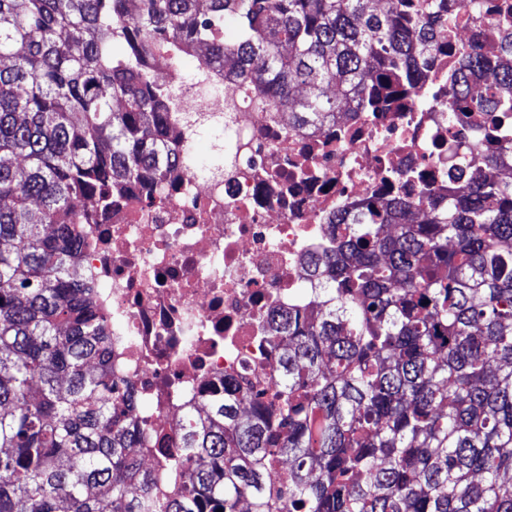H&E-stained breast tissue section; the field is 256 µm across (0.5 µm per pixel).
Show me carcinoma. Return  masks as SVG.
<instances>
[{"instance_id": "1", "label": "carcinoma", "mask_w": 512, "mask_h": 512, "mask_svg": "<svg viewBox=\"0 0 512 512\" xmlns=\"http://www.w3.org/2000/svg\"><path fill=\"white\" fill-rule=\"evenodd\" d=\"M0 0V512H512V178L417 208L367 201L290 314L278 394L186 411L183 453L132 459L111 336L75 274L79 203L178 168L161 69H229L321 127L386 105L444 47L446 0ZM473 49L448 126L477 112L512 150V32ZM288 486L270 483L277 458ZM163 483L160 497L134 485Z\"/></svg>"}]
</instances>
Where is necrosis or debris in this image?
I'll use <instances>...</instances> for the list:
<instances>
[{
  "instance_id": "obj_1",
  "label": "necrosis or debris",
  "mask_w": 512,
  "mask_h": 512,
  "mask_svg": "<svg viewBox=\"0 0 512 512\" xmlns=\"http://www.w3.org/2000/svg\"><path fill=\"white\" fill-rule=\"evenodd\" d=\"M481 10L453 8L448 39L459 50L495 53L503 0ZM455 57L438 54L416 82L428 102L387 110L350 104L316 129L258 106L240 81L210 71L207 83L170 80L182 106L180 165L159 192L112 199L106 213L86 205L77 272L112 338V378L130 388L144 467L181 452L178 423L211 397L241 396L254 384L275 391L282 345L279 312L311 313L302 292L333 244L335 216L356 214L369 198L421 202L460 184L512 174L485 168L478 145L493 137L474 120L448 125ZM223 131L220 166H199L190 146L198 124Z\"/></svg>"
}]
</instances>
